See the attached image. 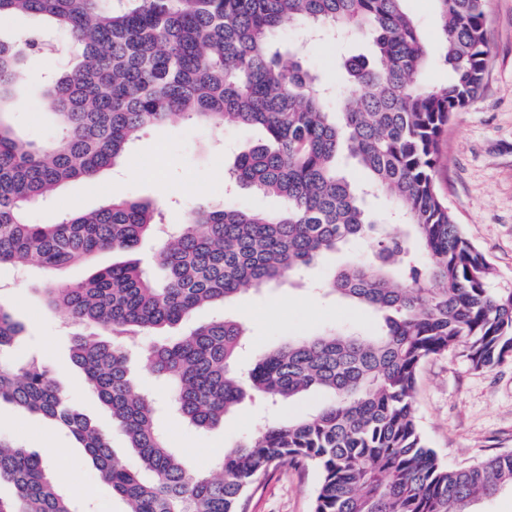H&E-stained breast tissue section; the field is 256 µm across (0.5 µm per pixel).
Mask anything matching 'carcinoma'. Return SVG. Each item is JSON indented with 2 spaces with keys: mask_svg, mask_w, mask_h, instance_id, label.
<instances>
[{
  "mask_svg": "<svg viewBox=\"0 0 512 512\" xmlns=\"http://www.w3.org/2000/svg\"><path fill=\"white\" fill-rule=\"evenodd\" d=\"M436 2L433 50L405 0H135L116 8L112 0H0V16L42 22L0 38V264L53 272L159 242L160 279L129 259L44 289L47 306L66 310L77 327L71 363L137 455L136 467L41 361L6 359L25 325L0 301V403L65 429L125 512H246L248 492L283 463L319 469L314 512H472L474 501L512 489V453L450 468L415 417L418 371L431 356L460 347L478 369L512 356V289L490 287V263L437 184L439 141L483 89L486 0ZM287 26L338 40L366 36L372 59H346L336 93L301 51L283 62L270 35ZM58 33L73 62L43 95L61 137L36 145L18 136L10 114L20 74ZM431 66L449 79L425 83ZM175 117L213 132L262 129L263 142L239 153L225 175L280 206L200 210L168 234L152 202L122 197L30 221L29 205L93 179L140 131ZM342 152L363 182L339 167ZM370 192L393 212L370 211ZM356 238L376 241L373 259L339 270L319 290L375 311L373 333L305 336L259 355L244 376L236 363L246 329L233 316L145 351L173 408L200 429L223 422L247 394L328 396L316 413L265 423L224 451L217 474L194 471L157 427L159 402L135 388L129 349L246 287L283 282ZM2 482L14 495L0 496V512H79L40 457L0 434Z\"/></svg>",
  "mask_w": 512,
  "mask_h": 512,
  "instance_id": "obj_1",
  "label": "carcinoma"
}]
</instances>
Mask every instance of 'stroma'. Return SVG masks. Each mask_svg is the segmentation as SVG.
<instances>
[{
    "instance_id": "stroma-1",
    "label": "stroma",
    "mask_w": 512,
    "mask_h": 512,
    "mask_svg": "<svg viewBox=\"0 0 512 512\" xmlns=\"http://www.w3.org/2000/svg\"><path fill=\"white\" fill-rule=\"evenodd\" d=\"M486 12L491 53L484 88L448 125L439 144L438 183L466 237L491 263L494 287L512 288V0H487ZM274 40L284 49L304 45L305 58L333 80L342 78L346 58L372 54L370 41L362 36L339 46L328 39L307 40L302 29L290 27L275 33ZM63 65L64 55L57 51L30 67L12 114V125L24 138L41 142L55 137L53 118L42 99L41 78ZM259 137L252 127H228L216 135L184 119L147 128L116 167L102 170L94 181L66 184L49 202L33 204L29 217L42 223L76 208H99L115 197L152 201L167 224L185 223L193 212L212 206L276 209L275 199L231 188L224 178L225 167ZM373 251L372 242H348L311 265L303 283L244 291L226 308L199 310L180 329L185 332L190 325L226 314L244 319L248 347L239 360L244 370L256 355L292 336L332 329L370 333L378 322L370 309L352 306L337 296L318 297L310 287L350 264L370 261ZM117 259V254L103 251L89 262L53 275L37 268L23 273L8 264L0 266V300L27 329L10 361L40 360L62 383L74 405L107 432L112 429L110 414L69 361L67 315L46 307L43 290L49 280L79 281ZM415 400L418 426L448 466H472L512 453V357L492 368L477 369L458 351L435 356L419 370ZM264 412V406L247 399L223 423L207 430L190 427L172 409L160 415L158 425L187 463L208 475L215 473L226 449L254 430ZM0 432L21 447L47 455L63 491L70 495L84 492L86 512H125L124 502L99 478L83 450L51 421L1 404ZM319 481L314 466L278 465L249 492L247 512H312Z\"/></svg>"
}]
</instances>
